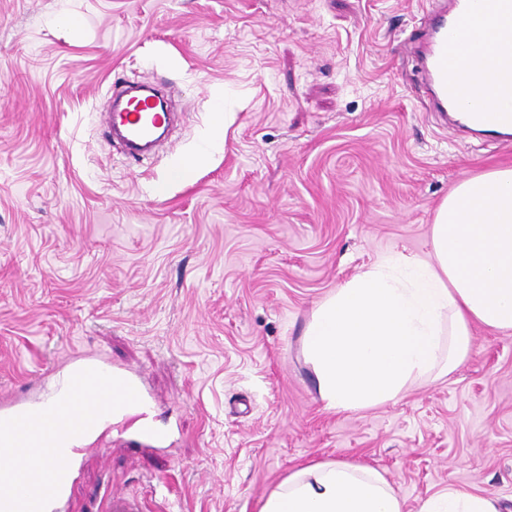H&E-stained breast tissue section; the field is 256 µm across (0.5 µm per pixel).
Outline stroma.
Instances as JSON below:
<instances>
[{
	"label": "stroma",
	"mask_w": 512,
	"mask_h": 512,
	"mask_svg": "<svg viewBox=\"0 0 512 512\" xmlns=\"http://www.w3.org/2000/svg\"><path fill=\"white\" fill-rule=\"evenodd\" d=\"M430 0H0V396L73 352L142 370L168 451L134 418L81 451L72 512H260L288 473L381 472L420 512L454 486L512 512V333L385 405L326 409L303 351L318 301L387 255L423 258L465 178L512 140L436 112L408 43ZM76 17L73 31L67 17ZM167 82L180 114L149 160L110 142L114 82ZM223 97L225 142L170 172ZM131 442L138 446V448H149V449H167L172 446L169 443V436L166 430L163 428L154 429L149 428L141 431L137 434L136 438Z\"/></svg>",
	"instance_id": "obj_1"
}]
</instances>
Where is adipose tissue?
Here are the masks:
<instances>
[{"label":"adipose tissue","instance_id":"ef3b65f1","mask_svg":"<svg viewBox=\"0 0 512 512\" xmlns=\"http://www.w3.org/2000/svg\"><path fill=\"white\" fill-rule=\"evenodd\" d=\"M203 144L174 170L184 179L224 143L214 99ZM512 331V167L458 183L438 207L427 257L396 255L353 276L314 309L303 337L326 408H372L413 379L451 371L468 355L473 325ZM261 512H404L377 470L317 462L288 474ZM420 512H499L495 498L451 487Z\"/></svg>","mask_w":512,"mask_h":512}]
</instances>
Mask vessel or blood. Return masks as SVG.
<instances>
[{
    "mask_svg": "<svg viewBox=\"0 0 512 512\" xmlns=\"http://www.w3.org/2000/svg\"><path fill=\"white\" fill-rule=\"evenodd\" d=\"M480 11L495 15L501 26L495 53L484 46L464 48L467 68H457V30L461 20ZM422 78L439 111L457 115L456 124L481 131L512 130V0H440L430 25L418 39ZM486 86L488 97L474 100L461 93L464 85ZM125 97L115 100L104 122L110 136L119 138L132 158L148 154L164 136L165 114L153 111V91L137 83L125 86ZM69 361L71 378L65 392L43 387L40 395H15L0 400V512H66L73 484L70 450L107 418L105 401H85L82 388L91 373L106 372L127 398L149 405L141 371L115 367L107 361L76 352ZM141 448H169L164 429L137 434Z\"/></svg>",
    "mask_w": 512,
    "mask_h": 512,
    "instance_id": "obj_1",
    "label": "vessel or blood"
}]
</instances>
